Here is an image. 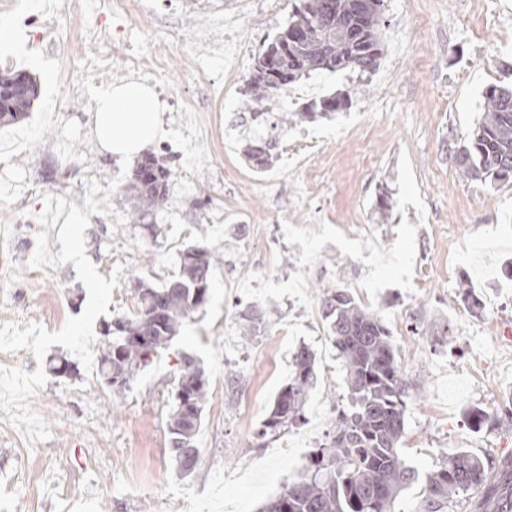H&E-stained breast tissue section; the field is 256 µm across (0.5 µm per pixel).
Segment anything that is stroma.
Segmentation results:
<instances>
[{
	"label": "stroma",
	"mask_w": 512,
	"mask_h": 512,
	"mask_svg": "<svg viewBox=\"0 0 512 512\" xmlns=\"http://www.w3.org/2000/svg\"><path fill=\"white\" fill-rule=\"evenodd\" d=\"M0 0L33 14L31 32L0 43V69L54 80L26 119L0 126V512H175L201 501L210 512H259L303 474L327 441L347 388L321 316L330 289L345 287L391 330L409 383L402 454L418 472L466 449L491 465L512 457V180L464 177L455 150L484 110L492 85L512 81V0L487 18L480 0H384L376 70L320 71L301 78L298 98L267 103L288 122L290 148L256 171L241 147L247 82H224L232 52L224 30L247 41L245 68L288 23L293 0ZM141 47L137 81L162 88L165 134L152 146L174 174L151 220L133 219L123 192L134 168L104 153L91 112L98 86L62 90L60 45L97 52L93 33ZM186 39L152 70L158 42ZM346 91L347 109L299 122L310 102ZM313 149H302L304 139ZM391 208L378 211L380 194ZM80 216L78 246L66 217ZM191 245L215 249L207 305L170 347L113 393L86 388L102 352V326L135 308L139 279L159 284ZM46 272L34 277V263ZM95 273L86 287L85 272ZM466 284L482 307L458 293ZM55 302L61 317L45 308ZM267 315L243 333L244 307ZM450 331H443V324ZM317 355L305 420L270 441L255 430L293 371L300 346ZM201 359L209 398L194 475L180 476L166 420L182 353ZM68 359L69 374L51 370ZM490 414L482 429L467 413ZM252 478H238L243 457Z\"/></svg>",
	"instance_id": "1"
}]
</instances>
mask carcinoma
Here are the masks:
<instances>
[{"label":"carcinoma","instance_id":"1","mask_svg":"<svg viewBox=\"0 0 512 512\" xmlns=\"http://www.w3.org/2000/svg\"><path fill=\"white\" fill-rule=\"evenodd\" d=\"M343 0H300L294 5L287 27L255 59L248 80V94L256 109L250 112L256 126H270L276 134L247 148V158L262 169L272 160L278 136L288 130L271 121L261 106L278 92L317 70L357 69L372 72L381 55L378 30L381 16L361 22L358 40L342 26L321 23L328 3ZM300 31L310 38L293 42ZM281 55L289 77L277 81L266 64L269 54ZM15 72L0 70V123L24 119L37 97L31 91H14ZM512 85L487 89L481 119L456 150L465 176L503 181L512 176ZM345 95L311 102L301 118H322L344 109ZM161 180L146 185L135 169L124 188L135 201L134 215L144 220L167 197L173 174L171 167L153 156ZM218 257L212 249L192 245L181 252L177 275L161 285L139 280L136 311L112 319L105 325L104 352L99 373L112 391L125 390L134 375L148 367L166 350L184 321L201 309L209 298L211 278ZM265 311L257 305L242 314L244 330L251 335L260 327ZM322 318L345 370L348 405L339 410L328 443L313 455L301 481L263 505L261 512H392L400 493L419 478L401 454L405 437L409 387L396 358L390 330L381 318L363 307L347 288L332 290L322 301ZM316 357L301 346L293 359V374L278 391L272 408L261 422L257 436L275 437L303 420L308 393L316 380ZM173 398L167 420L172 453L180 475L195 473L199 460L196 437L208 398V379L195 357L183 353L174 377ZM477 492V503L485 512H500L512 501V461L491 467L476 454L459 450L424 476L420 512H447L461 492Z\"/></svg>","mask_w":512,"mask_h":512}]
</instances>
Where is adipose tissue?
Listing matches in <instances>:
<instances>
[{"label": "adipose tissue", "mask_w": 512, "mask_h": 512, "mask_svg": "<svg viewBox=\"0 0 512 512\" xmlns=\"http://www.w3.org/2000/svg\"><path fill=\"white\" fill-rule=\"evenodd\" d=\"M161 110L159 98L147 85H118L97 95L93 130L105 153L131 161L162 136Z\"/></svg>", "instance_id": "adipose-tissue-1"}]
</instances>
